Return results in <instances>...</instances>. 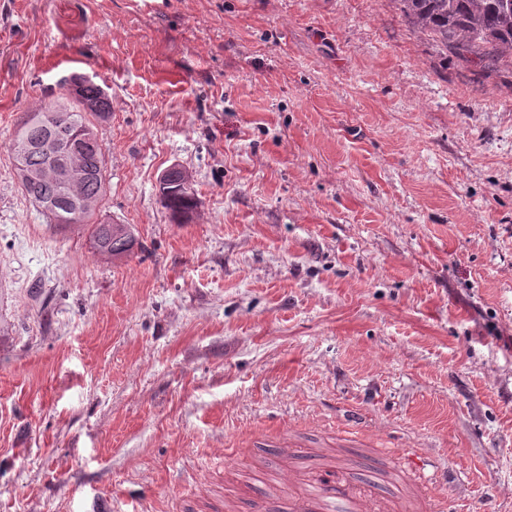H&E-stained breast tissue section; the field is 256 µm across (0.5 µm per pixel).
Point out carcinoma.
Returning <instances> with one entry per match:
<instances>
[{
  "mask_svg": "<svg viewBox=\"0 0 512 512\" xmlns=\"http://www.w3.org/2000/svg\"><path fill=\"white\" fill-rule=\"evenodd\" d=\"M404 18L417 31L443 52L459 51L482 60L496 58L512 67V0H395ZM64 112L61 127L71 139H79L85 160L86 176L72 188L73 194L90 200L95 207L82 213L79 221L92 225V244L101 255L128 254L134 245L131 231L123 224L95 219L106 193L105 160L102 145L95 131V122L108 118L112 102L104 88L81 76L62 83ZM20 126L26 128L33 145L26 158V167L16 170L24 194L55 223L57 214L43 208V203L56 202V208L67 203L61 184L42 175L55 153L57 134L24 117ZM164 207L174 221H188L197 207L193 191L179 189L160 191Z\"/></svg>",
  "mask_w": 512,
  "mask_h": 512,
  "instance_id": "1",
  "label": "carcinoma"
}]
</instances>
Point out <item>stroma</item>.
<instances>
[{"label":"stroma","mask_w":512,"mask_h":512,"mask_svg":"<svg viewBox=\"0 0 512 512\" xmlns=\"http://www.w3.org/2000/svg\"><path fill=\"white\" fill-rule=\"evenodd\" d=\"M72 74L112 99L120 258L9 152ZM327 475L512 512V68L392 0H0V512H288ZM164 207L170 211L177 223L188 221L197 207V200L192 188L189 191L179 189L164 191L160 188Z\"/></svg>","instance_id":"obj_1"}]
</instances>
